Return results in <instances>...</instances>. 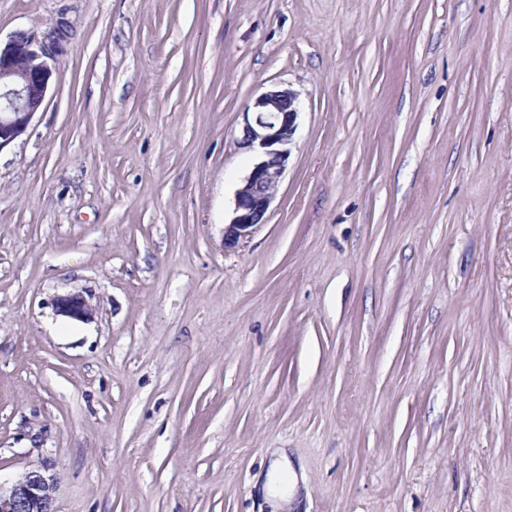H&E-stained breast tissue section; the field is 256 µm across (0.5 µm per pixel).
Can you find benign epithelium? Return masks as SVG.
Returning <instances> with one entry per match:
<instances>
[{"label":"benign epithelium","mask_w":512,"mask_h":512,"mask_svg":"<svg viewBox=\"0 0 512 512\" xmlns=\"http://www.w3.org/2000/svg\"><path fill=\"white\" fill-rule=\"evenodd\" d=\"M61 27L41 41L18 32L0 47V149L26 131L45 101L53 74ZM298 94L272 88L253 102L239 145L257 154L250 173L235 193L233 215L224 225V248L233 249L266 221L298 128ZM55 312L76 321L93 318L79 293L59 296ZM55 475L47 466L32 468L8 487L0 486V512H55Z\"/></svg>","instance_id":"7a95c632"}]
</instances>
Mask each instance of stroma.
Returning <instances> with one entry per match:
<instances>
[{
    "label": "stroma",
    "instance_id": "35a3bbf8",
    "mask_svg": "<svg viewBox=\"0 0 512 512\" xmlns=\"http://www.w3.org/2000/svg\"><path fill=\"white\" fill-rule=\"evenodd\" d=\"M0 483L56 512H512V0H0ZM301 113L224 225L254 99ZM83 294L90 321L57 315ZM62 25L41 41L18 32L1 47L0 42V149L26 131L45 101L50 86ZM299 113L298 94L278 88L259 95L252 112H246L239 145L255 152L257 161L235 193L233 215L224 225L225 249L236 248L266 221L286 170ZM49 470L32 468L8 487L0 483V512H55L56 477Z\"/></svg>",
    "mask_w": 512,
    "mask_h": 512
}]
</instances>
